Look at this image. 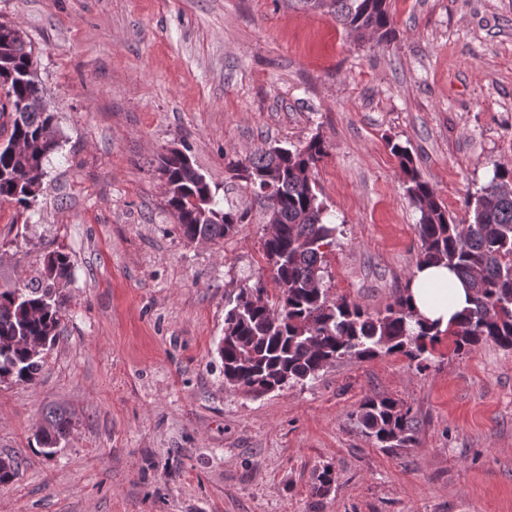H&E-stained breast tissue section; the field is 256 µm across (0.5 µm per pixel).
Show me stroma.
Returning <instances> with one entry per match:
<instances>
[{"instance_id": "35a3bbf8", "label": "stroma", "mask_w": 512, "mask_h": 512, "mask_svg": "<svg viewBox=\"0 0 512 512\" xmlns=\"http://www.w3.org/2000/svg\"><path fill=\"white\" fill-rule=\"evenodd\" d=\"M394 37L358 39L289 0H0L37 61L62 146L29 208L0 204V291L69 253L60 338L34 383L0 384V455L18 474L0 512H512V351L426 368L345 358L263 396L229 388L224 303L270 276L267 224L230 162L321 135L315 174L343 233L330 297L369 312L403 292L421 251L392 144L407 146L450 214L512 167V0H390ZM224 204V239L185 243L155 168L171 142ZM387 395L419 421L382 449L354 416ZM67 409L54 455L36 432ZM332 467L329 495L312 497Z\"/></svg>"}]
</instances>
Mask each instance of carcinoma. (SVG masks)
Instances as JSON below:
<instances>
[{
	"label": "carcinoma",
	"instance_id": "1",
	"mask_svg": "<svg viewBox=\"0 0 512 512\" xmlns=\"http://www.w3.org/2000/svg\"><path fill=\"white\" fill-rule=\"evenodd\" d=\"M327 9L349 33L368 30L380 41L395 35L389 0H297ZM14 73L0 86V130L17 140L14 152L0 150V203L25 208L38 197L42 185L24 181L34 169L61 147L48 137L54 126L52 112H22L20 105L44 93L25 39L12 36L0 25V68ZM329 146L319 135L292 149L261 148L232 164L235 176L246 182L253 203L265 208L264 198L274 196L278 206L267 221L277 234L264 240V255L279 288L269 305H254L249 291L240 289L228 300L224 313V339L218 354L224 364V383L254 395L280 391L314 380L328 365L344 358H375L402 354L423 367L427 353L448 334L455 350L469 352L491 342L512 350V169H494L487 183L466 201L468 219L459 223L440 201L432 186L413 165L408 147L394 144L405 192L419 212L416 233L421 241L417 266L443 263L454 270L471 291V307L454 328H432L400 294L385 309L371 313L344 297L329 298L324 284V249L336 244L339 225L316 191L315 169L328 155ZM157 169L171 184L163 207L178 226L181 238L221 240L245 223L247 211L224 208L213 187L187 153L158 157ZM69 254L53 251L43 261L37 284L0 291V377L10 383H32L44 365V356L32 355L27 340L42 338L52 348L62 319L60 290L71 281ZM356 420L362 433L378 448H404L415 443L418 421L411 409L388 396H369L358 406ZM72 430L67 410L56 408L44 417L38 441L43 453L53 455ZM14 457L0 456V486L17 475ZM334 483L324 468L311 486L312 495L325 497Z\"/></svg>",
	"mask_w": 512,
	"mask_h": 512
}]
</instances>
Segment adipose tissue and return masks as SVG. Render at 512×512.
Instances as JSON below:
<instances>
[{
    "mask_svg": "<svg viewBox=\"0 0 512 512\" xmlns=\"http://www.w3.org/2000/svg\"><path fill=\"white\" fill-rule=\"evenodd\" d=\"M408 296L421 317L442 329L447 328L453 317L469 305L465 288L443 265L417 268Z\"/></svg>",
    "mask_w": 512,
    "mask_h": 512,
    "instance_id": "1",
    "label": "adipose tissue"
}]
</instances>
